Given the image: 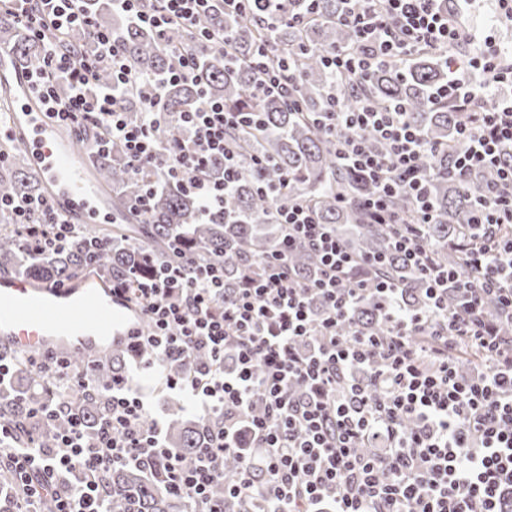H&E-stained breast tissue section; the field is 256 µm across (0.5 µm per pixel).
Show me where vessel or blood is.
Masks as SVG:
<instances>
[{
	"instance_id": "vessel-or-blood-1",
	"label": "vessel or blood",
	"mask_w": 512,
	"mask_h": 512,
	"mask_svg": "<svg viewBox=\"0 0 512 512\" xmlns=\"http://www.w3.org/2000/svg\"><path fill=\"white\" fill-rule=\"evenodd\" d=\"M0 94L8 114L0 130L19 139L31 166L41 175L56 208L71 224H127L126 209L116 208L75 147L69 128L51 119L29 87V73L0 44ZM135 309L114 300L95 277L50 285L0 275V345L24 351H76L87 357L109 354L130 334Z\"/></svg>"
}]
</instances>
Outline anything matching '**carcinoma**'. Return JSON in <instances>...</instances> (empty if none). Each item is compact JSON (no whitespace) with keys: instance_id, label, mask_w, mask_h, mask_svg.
I'll return each instance as SVG.
<instances>
[{"instance_id":"carcinoma-1","label":"carcinoma","mask_w":512,"mask_h":512,"mask_svg":"<svg viewBox=\"0 0 512 512\" xmlns=\"http://www.w3.org/2000/svg\"><path fill=\"white\" fill-rule=\"evenodd\" d=\"M86 10L99 25L117 27L114 17L103 11L98 0H85ZM348 8L345 0H319L316 18L295 26L286 23L269 30L257 24L249 15L231 13L224 8V0H212L208 12L200 21V28L224 30L234 39L237 61L230 62L220 51H209L201 59V83L187 81L166 87L163 96L165 111L176 114L191 112L198 100V89L204 87L212 99L224 101V106L248 112L261 113L262 124L256 129L232 133L241 154V178L232 192L224 197V209L215 213L209 223L198 219L199 203L195 197L172 186L157 190L149 223L115 224L110 248L90 257L87 240L100 237L95 228H80L69 239L61 252H48L34 258L20 249V239L9 229L13 216L0 213V273L25 274L47 282H65L79 276L88 267H94L111 279L127 277L143 268V258L152 252L163 260L171 253L174 241L179 240L188 256L232 261L224 263V285L234 286L244 266H251L276 250L280 230L275 224L276 210L298 199L315 206L323 224L336 225L337 232L347 244L360 254H378L389 251V228L383 224H367L357 209L358 198L372 192V185L358 172L341 167L336 159V147L344 136L338 129L328 134L313 123V113L326 109L328 94L337 88L343 92L347 108L358 105L360 98L369 97L379 105L400 104L409 120L422 129L432 143L445 144L452 139L461 115L450 104L432 98V93L448 84V59L434 50L425 49L415 54L408 63L388 64L372 71L353 90L354 81L330 72L322 63L323 52L348 47L351 30L337 23V18ZM124 49L132 74L137 78L155 76L176 66L178 54L190 48L192 42L182 32L169 33L170 46L165 47L149 30L133 25L122 27ZM9 44L19 65L37 68L42 65L40 44L28 40L16 26L13 18L0 13V42ZM275 51L290 55L295 77L303 98L301 116L291 112L273 94L257 95L259 80L250 66L256 48L263 44ZM125 111L130 120L142 118L141 99L129 93ZM265 156L276 164L269 169L257 168L250 156ZM431 168L433 178L429 191L437 211V223L426 228V244L442 263L455 264L458 258L456 244L469 235L468 224L478 199L493 175L479 172L465 182L448 175V154L441 152L424 160ZM94 170L100 181L117 191L125 200L143 189L141 180L133 177L124 158L112 153L94 160ZM288 176L286 194L271 199L257 192V187L279 174ZM42 194L41 181L34 172L19 163L0 165V195L22 197ZM299 282L312 279L318 259L312 253L297 251L290 257ZM383 276L401 288L405 307L411 311L424 308L422 284L417 272L400 258H393L371 277ZM387 315L384 303L378 297L363 299L355 309L343 333L356 328L365 334L386 331ZM41 351L33 349L16 356L13 373L26 381L21 395L9 389H0V418L9 419L17 426L14 444H26L31 435H46L31 413V403L48 397L51 384L42 381L31 370V362ZM125 348L112 350L93 371V377L102 383L126 372ZM74 410L89 425L103 414L105 397L91 389L76 393L70 401ZM210 421L188 420L176 406L171 410L167 438L171 447L184 458L195 456L208 443ZM100 487L109 499V512H190L194 504L180 499L167 489L164 469L152 465H114L99 476Z\"/></svg>"}]
</instances>
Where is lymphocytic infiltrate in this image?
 <instances>
[{
	"label": "lymphocytic infiltrate",
	"instance_id": "lymphocytic-infiltrate-1",
	"mask_svg": "<svg viewBox=\"0 0 512 512\" xmlns=\"http://www.w3.org/2000/svg\"><path fill=\"white\" fill-rule=\"evenodd\" d=\"M109 2L159 39L174 28L195 37L196 51L182 53L177 68L137 81L120 32L100 28L82 0H0V12L43 46L44 63L30 76L47 110L87 140L92 154L120 149L131 174L145 176L131 212L147 218L161 182L195 196L199 219L207 221L241 176L227 133L252 115L205 96L195 111L173 118L162 98L169 84L198 79L201 56L213 43L229 52L232 39L199 29L210 0H154L148 10L142 0ZM439 2L364 0L340 17L353 32L354 51L330 50L324 58L332 72L363 77L424 47L469 46L466 78L451 79L439 94L463 116L448 171L465 180L493 168L497 178L477 202V234L461 246L462 268L439 266L425 243L436 212L428 189L433 173L422 160L439 145L424 138L402 106L363 100L348 110L331 96L316 123L347 130L336 156L372 184L359 208L367 223L390 227L395 252L419 272L424 312L404 309L392 284L370 289L352 281L358 268L384 267L385 255L354 253L303 202L277 213L278 250L242 274L232 292L224 290L223 263L189 267L178 248L161 263L145 256V271L112 282L113 297L150 325L129 335L128 345L165 362L195 359L192 370L166 377L165 385L187 392L213 419L207 447L190 459L167 448L129 375L104 386L107 408L93 431L46 398L34 411L53 430L48 443L14 447V427L0 418V457L9 459L23 496L16 512H40L45 494L55 512H107L95 475L128 462L161 463L174 494L200 512H223L211 490L224 482L232 455L238 476L224 483V495L241 501L244 512H512L505 499L512 492V161L503 159L512 150V97L484 101L487 82L512 83V56L489 38L474 46L470 30ZM74 28L88 34L90 48L47 39L48 32ZM252 65L263 89L300 111L289 59L261 46ZM104 68L106 84L99 78ZM132 91L146 108L138 122L124 110ZM173 120L188 136L163 141L160 131ZM366 130L373 140L363 138ZM378 142L383 151L375 150ZM217 156L224 172L214 178L209 167ZM401 192L413 200V219L391 207ZM3 209L11 210L18 237L34 255L64 249L75 231L43 196L0 197ZM299 246L319 259L317 276L304 284L290 274L289 256ZM372 290L386 302L388 334H343L341 322ZM489 298L498 306L495 322L484 314ZM458 342L478 350L481 368L461 374L451 353Z\"/></svg>",
	"mask_w": 512,
	"mask_h": 512
}]
</instances>
